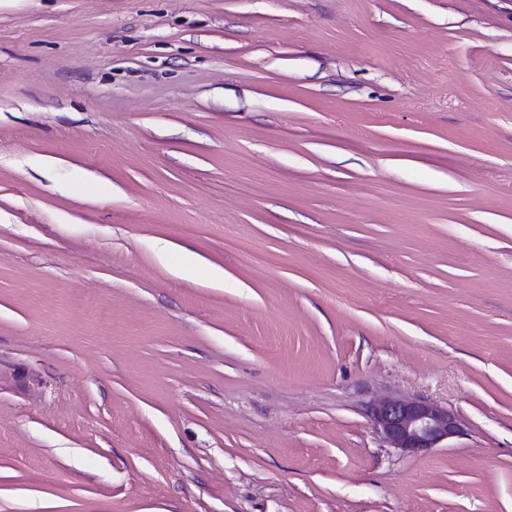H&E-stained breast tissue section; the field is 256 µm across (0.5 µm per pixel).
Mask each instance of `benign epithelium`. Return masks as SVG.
Returning a JSON list of instances; mask_svg holds the SVG:
<instances>
[{
	"label": "benign epithelium",
	"instance_id": "1",
	"mask_svg": "<svg viewBox=\"0 0 512 512\" xmlns=\"http://www.w3.org/2000/svg\"><path fill=\"white\" fill-rule=\"evenodd\" d=\"M368 413L390 447L407 453L438 448L462 432L453 413L428 401L386 398L370 404Z\"/></svg>",
	"mask_w": 512,
	"mask_h": 512
}]
</instances>
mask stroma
I'll return each instance as SVG.
<instances>
[{
	"mask_svg": "<svg viewBox=\"0 0 512 512\" xmlns=\"http://www.w3.org/2000/svg\"><path fill=\"white\" fill-rule=\"evenodd\" d=\"M0 512H512V0H0ZM368 413L390 447L407 453L438 448L462 432L453 413L428 401L386 398L370 404Z\"/></svg>",
	"mask_w": 512,
	"mask_h": 512,
	"instance_id": "35a3bbf8",
	"label": "stroma"
}]
</instances>
